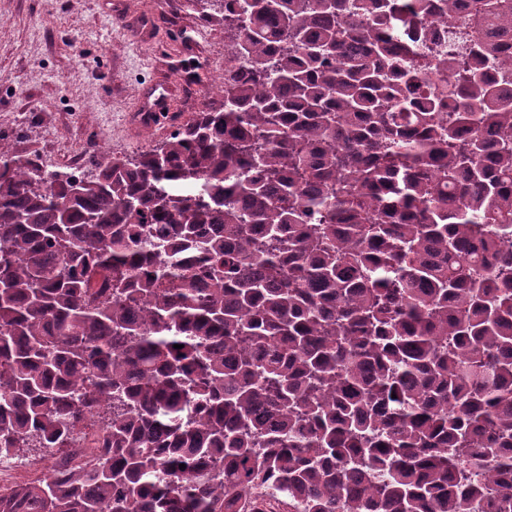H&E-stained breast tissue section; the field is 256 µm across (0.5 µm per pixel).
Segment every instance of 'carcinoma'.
<instances>
[{
  "label": "carcinoma",
  "instance_id": "cac0c4a2",
  "mask_svg": "<svg viewBox=\"0 0 512 512\" xmlns=\"http://www.w3.org/2000/svg\"><path fill=\"white\" fill-rule=\"evenodd\" d=\"M199 2L218 103L0 142V458L104 448L0 512H512V0ZM464 19H457L451 24L434 25L432 30L434 34H430V41L427 45L420 49L419 61L434 54H452L459 61L467 59L469 52L468 42L463 38L462 23Z\"/></svg>",
  "mask_w": 512,
  "mask_h": 512
}]
</instances>
